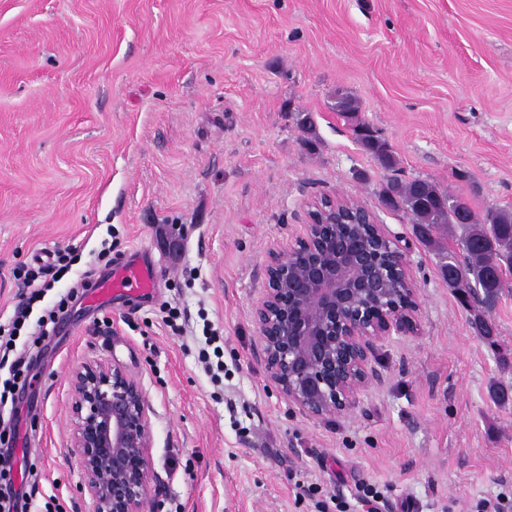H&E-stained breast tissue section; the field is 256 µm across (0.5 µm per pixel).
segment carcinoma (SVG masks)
<instances>
[{
    "instance_id": "cac0c4a2",
    "label": "carcinoma",
    "mask_w": 512,
    "mask_h": 512,
    "mask_svg": "<svg viewBox=\"0 0 512 512\" xmlns=\"http://www.w3.org/2000/svg\"><path fill=\"white\" fill-rule=\"evenodd\" d=\"M335 108L350 119L358 117L359 103L348 93L336 94ZM296 126L301 132L302 148L308 153L316 151L319 137L311 115L298 113ZM356 140L381 166L396 167V157L378 132L357 135ZM380 195L391 208L412 217L416 235L425 242L439 243L435 233L444 225L460 231L458 250L443 247L439 252L443 259L441 268L449 274V287L460 288L468 294L479 288L485 297L505 291V285L494 275V270L503 264H512L511 211L494 210L480 217L465 202L451 197L427 179L390 178L382 186Z\"/></svg>"
}]
</instances>
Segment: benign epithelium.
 Returning <instances> with one entry per match:
<instances>
[{
  "label": "benign epithelium",
  "mask_w": 512,
  "mask_h": 512,
  "mask_svg": "<svg viewBox=\"0 0 512 512\" xmlns=\"http://www.w3.org/2000/svg\"><path fill=\"white\" fill-rule=\"evenodd\" d=\"M354 199L322 195L308 202L303 236L270 255L266 288L254 308L255 358L303 414L335 420L381 381L372 365L395 338L420 331L419 289L408 245L368 212L370 244L351 251L336 241V206ZM69 455L83 477L91 512H145L150 494L151 428L140 384L119 366L85 364L72 381Z\"/></svg>",
  "instance_id": "obj_1"
}]
</instances>
